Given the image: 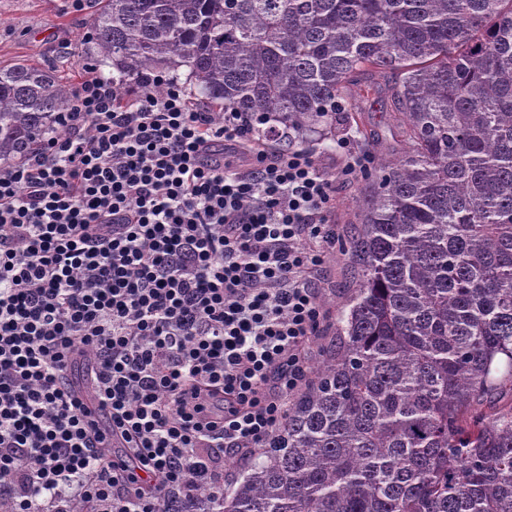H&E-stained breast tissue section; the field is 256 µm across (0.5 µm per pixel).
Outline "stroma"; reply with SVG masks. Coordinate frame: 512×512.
<instances>
[{
    "label": "stroma",
    "instance_id": "35a3bbf8",
    "mask_svg": "<svg viewBox=\"0 0 512 512\" xmlns=\"http://www.w3.org/2000/svg\"><path fill=\"white\" fill-rule=\"evenodd\" d=\"M101 0H86L82 11L68 9L65 0H0V66L17 62L44 64L63 79L80 84L86 77L82 64L87 56L93 19ZM363 124L375 131L379 139L364 144L354 129L337 122L339 146L325 150L316 142H306L319 171L332 180L334 203L330 220L337 226L338 247L328 249L322 271L326 286L323 304L335 313L354 288V272L341 247L353 235L360 209L371 191L368 173L344 175L342 167L347 151L377 158L381 151L399 154L405 148L393 134L392 109L389 103L372 98Z\"/></svg>",
    "mask_w": 512,
    "mask_h": 512
}]
</instances>
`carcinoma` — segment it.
Listing matches in <instances>:
<instances>
[{"label": "carcinoma", "instance_id": "obj_1", "mask_svg": "<svg viewBox=\"0 0 512 512\" xmlns=\"http://www.w3.org/2000/svg\"><path fill=\"white\" fill-rule=\"evenodd\" d=\"M117 93L187 70L216 117L325 143L387 82L406 151L377 159L334 348L232 493L158 512H512V0H104ZM75 87L0 67V161L65 133Z\"/></svg>", "mask_w": 512, "mask_h": 512}]
</instances>
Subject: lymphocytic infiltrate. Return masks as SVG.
I'll return each instance as SVG.
<instances>
[{
  "label": "lymphocytic infiltrate",
  "instance_id": "1",
  "mask_svg": "<svg viewBox=\"0 0 512 512\" xmlns=\"http://www.w3.org/2000/svg\"><path fill=\"white\" fill-rule=\"evenodd\" d=\"M94 75L64 137L0 164V501L158 512L276 441L327 312L331 180L184 87ZM92 362L91 421L68 387ZM120 453L103 455L109 442Z\"/></svg>",
  "mask_w": 512,
  "mask_h": 512
}]
</instances>
